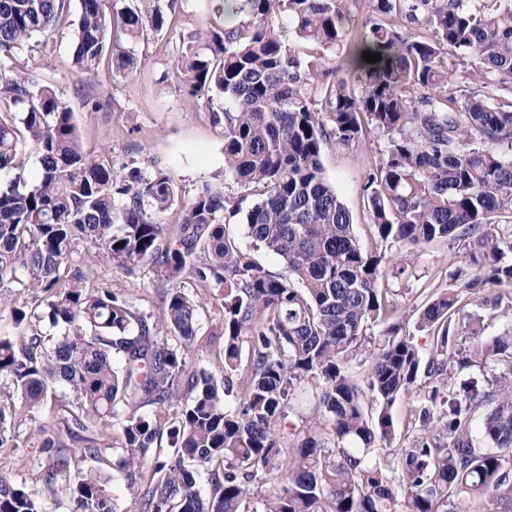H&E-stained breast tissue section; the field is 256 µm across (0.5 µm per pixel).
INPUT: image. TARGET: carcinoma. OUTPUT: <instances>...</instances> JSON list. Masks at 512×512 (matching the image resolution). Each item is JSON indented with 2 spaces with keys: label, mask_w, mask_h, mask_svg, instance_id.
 <instances>
[{
  "label": "carcinoma",
  "mask_w": 512,
  "mask_h": 512,
  "mask_svg": "<svg viewBox=\"0 0 512 512\" xmlns=\"http://www.w3.org/2000/svg\"><path fill=\"white\" fill-rule=\"evenodd\" d=\"M79 6L71 66L81 72L105 58L130 72L137 59L122 41L180 27L176 0ZM367 8L350 44L344 0H220L209 27L182 33L186 96L231 102L212 118L245 194L205 185L169 228L180 188L167 170L113 169L84 149L73 109L50 86L25 68L4 72L16 49L68 23L65 0H0V172L16 168L22 142L41 164L34 184L0 181V287L27 293L0 334V384L12 388L0 400V456L32 474L30 485L0 474V512H44L60 493L75 512H446L462 492L512 499V334L455 343L467 305L495 310L503 296L484 292L512 287V0ZM230 12L246 19L228 26ZM284 14L313 59L282 42ZM343 45L351 79L326 55ZM368 52L381 60L365 62ZM367 127L385 139L362 186L373 251L322 164L326 145L355 147ZM249 197L247 233L286 274L224 235V216ZM80 240L116 269L147 265L164 285L159 311L91 283L74 265ZM440 240L462 242L470 263L420 307L418 327L436 336L431 356L422 362L392 325L365 380H353L345 365L366 330L394 313L380 287L388 251ZM186 279L224 291L221 325L204 343ZM217 339L218 371L197 370L192 357ZM489 360L499 376L488 388L456 376ZM421 375L412 446L369 461L395 439L390 410ZM301 381L318 401L310 429L288 444L278 425ZM60 385L73 400L58 406ZM50 405L31 462L19 455L22 425ZM480 407L485 450L473 436Z\"/></svg>",
  "instance_id": "obj_1"
}]
</instances>
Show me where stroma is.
<instances>
[{
  "mask_svg": "<svg viewBox=\"0 0 512 512\" xmlns=\"http://www.w3.org/2000/svg\"><path fill=\"white\" fill-rule=\"evenodd\" d=\"M74 35V28L57 29L46 45L30 41L20 47L18 56L73 109L86 151L106 156L117 168L130 165L147 170L159 164L173 175L185 202L207 184L241 195L240 185L224 170L223 129L211 121L212 112L224 109L229 101L221 96L209 103L187 98L177 71V35L151 33L125 43V51L138 60L137 70L130 73L108 64L89 73L70 70L67 62ZM90 98L98 101V108L87 106ZM383 145L382 137L369 133L360 148L328 145L322 153L325 177L349 210L359 242L368 249L375 242L361 186L369 161ZM465 260L458 244L442 241L419 248L405 272L392 267L383 279L398 308L395 322L421 357L429 356L434 338L430 331L418 328L417 310L431 292L448 288L449 270ZM88 276L95 284L127 295L142 311L153 312L159 306L161 287L148 267L126 273L102 258Z\"/></svg>",
  "mask_w": 512,
  "mask_h": 512,
  "instance_id": "stroma-1",
  "label": "stroma"
}]
</instances>
